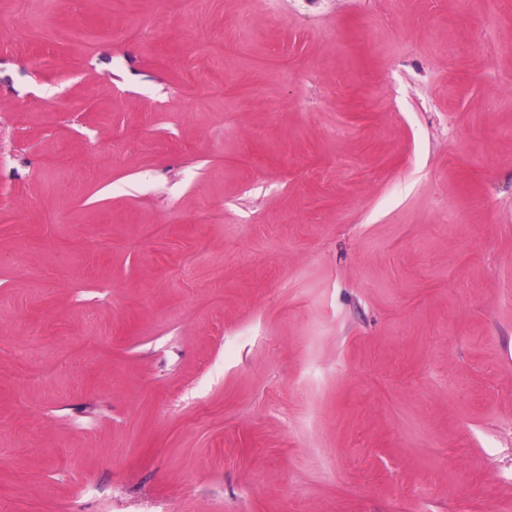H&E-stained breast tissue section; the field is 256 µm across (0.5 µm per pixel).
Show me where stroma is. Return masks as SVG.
<instances>
[{
    "label": "stroma",
    "mask_w": 512,
    "mask_h": 512,
    "mask_svg": "<svg viewBox=\"0 0 512 512\" xmlns=\"http://www.w3.org/2000/svg\"><path fill=\"white\" fill-rule=\"evenodd\" d=\"M0 503L512 512V7L0 0Z\"/></svg>",
    "instance_id": "obj_1"
}]
</instances>
